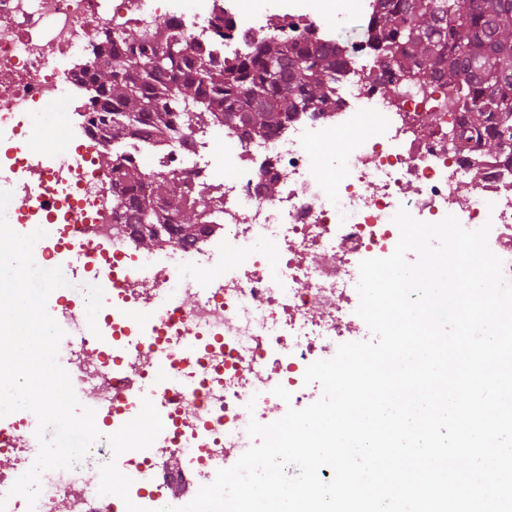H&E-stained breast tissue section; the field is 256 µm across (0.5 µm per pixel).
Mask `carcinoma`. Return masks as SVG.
<instances>
[{
    "instance_id": "cac0c4a2",
    "label": "carcinoma",
    "mask_w": 512,
    "mask_h": 512,
    "mask_svg": "<svg viewBox=\"0 0 512 512\" xmlns=\"http://www.w3.org/2000/svg\"><path fill=\"white\" fill-rule=\"evenodd\" d=\"M375 29L380 50L400 52L420 78L469 99L466 141L488 155H512V0H384ZM340 67L336 51L306 31L291 41L272 35L253 54L213 69L159 21L152 33L131 30L97 48L86 74L96 92L90 123L117 142L172 137L219 118L266 137L297 112L335 108ZM112 184V217L137 238L192 244L219 212L207 190L188 201L176 172L150 176L126 156L112 157ZM161 194L169 203L156 207Z\"/></svg>"
}]
</instances>
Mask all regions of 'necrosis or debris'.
<instances>
[{
    "label": "necrosis or debris",
    "mask_w": 512,
    "mask_h": 512,
    "mask_svg": "<svg viewBox=\"0 0 512 512\" xmlns=\"http://www.w3.org/2000/svg\"><path fill=\"white\" fill-rule=\"evenodd\" d=\"M276 2L265 15L275 35L308 30L340 49L335 110L298 113L270 137L244 138L216 123L160 145L139 137L109 142L91 128L93 105L79 76L93 46L165 18L217 67L257 49L255 17L239 0H0V139L32 135L46 144L38 154L15 151L0 180L12 193L6 213L46 230L33 250L38 262L57 259L77 233L90 251L111 244L107 257L74 258L65 273L70 294L96 321L74 322L57 301L47 310L69 334L59 362L74 388L94 395L110 416L90 456L116 463L133 481L131 499L149 510L173 488L196 495L230 453H244L248 422L266 418L275 386L291 392L294 408L308 404L307 367L365 327L356 313L359 264L394 252L399 208L430 223L451 214L468 230L491 224L489 246L512 279V159L486 155L474 142L449 144L463 104L443 82L409 77L397 56L373 48L379 0H357L364 31L356 38L345 37L347 19L328 0ZM336 140L339 155L318 154ZM111 152L151 175L176 171L184 192L212 187L223 203L211 234L172 246V264L148 277L171 287L166 310L150 320L139 316L144 257L129 236L110 230ZM33 167L46 170L45 181H28ZM273 177L283 183L270 198L262 186ZM464 183L470 194L460 193ZM73 207L83 214L78 232L66 222ZM82 272L94 288H85ZM155 353L173 365L171 381L150 396L167 437L159 452L115 455L108 437L141 403L131 388L150 382ZM34 435L21 411L0 427V454L15 458L12 471H0L6 512H57L62 502L70 512H106L98 467L84 462L44 472L35 505L9 496L15 473L37 457Z\"/></svg>",
    "instance_id": "4bbe7bcc"
}]
</instances>
